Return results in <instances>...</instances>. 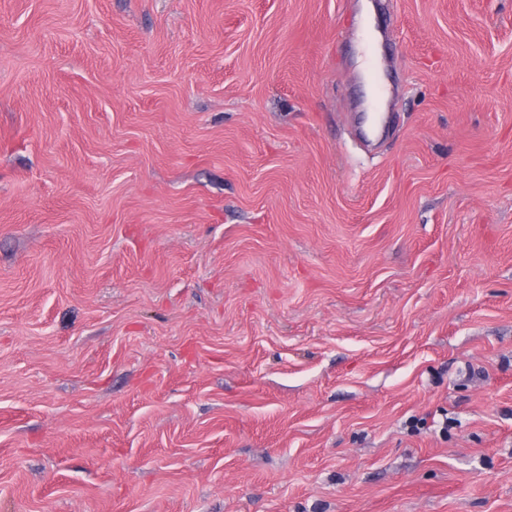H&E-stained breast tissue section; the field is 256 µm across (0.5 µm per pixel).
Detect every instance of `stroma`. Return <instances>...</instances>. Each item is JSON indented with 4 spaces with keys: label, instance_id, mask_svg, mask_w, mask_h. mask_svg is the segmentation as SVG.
<instances>
[{
    "label": "stroma",
    "instance_id": "obj_1",
    "mask_svg": "<svg viewBox=\"0 0 512 512\" xmlns=\"http://www.w3.org/2000/svg\"><path fill=\"white\" fill-rule=\"evenodd\" d=\"M0 512H512V0H0Z\"/></svg>",
    "mask_w": 512,
    "mask_h": 512
}]
</instances>
